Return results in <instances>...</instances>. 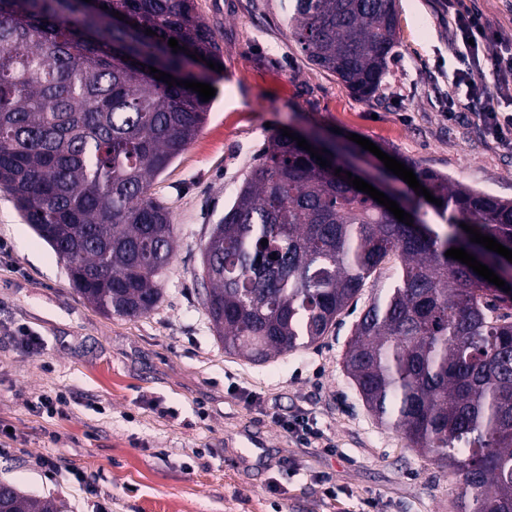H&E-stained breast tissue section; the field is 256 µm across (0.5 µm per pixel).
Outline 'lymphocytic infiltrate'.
Returning <instances> with one entry per match:
<instances>
[{"mask_svg":"<svg viewBox=\"0 0 512 512\" xmlns=\"http://www.w3.org/2000/svg\"><path fill=\"white\" fill-rule=\"evenodd\" d=\"M448 28L458 62L448 79L449 120L471 115L494 141L512 146V35L490 27L481 10L465 0H448Z\"/></svg>","mask_w":512,"mask_h":512,"instance_id":"lymphocytic-infiltrate-1","label":"lymphocytic infiltrate"}]
</instances>
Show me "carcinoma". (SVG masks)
Instances as JSON below:
<instances>
[{
	"label": "carcinoma",
	"mask_w": 512,
	"mask_h": 512,
	"mask_svg": "<svg viewBox=\"0 0 512 512\" xmlns=\"http://www.w3.org/2000/svg\"><path fill=\"white\" fill-rule=\"evenodd\" d=\"M293 2L288 29L307 61L372 95L398 44L396 0ZM161 45L156 69L172 76L210 84L206 62L223 64L198 0H0V191L107 316L163 298L175 227L152 187L212 105L137 65ZM345 150L323 168L280 133L264 146L201 251L215 335L254 362L314 345L389 271L356 324L348 376L382 423L459 474L460 512H512V313L496 285L445 256L470 244L462 223L512 250V200L410 163L453 225L443 240L420 235L421 220L408 226L349 184ZM481 263L512 287L503 256L486 250ZM0 496L9 512H65L10 483Z\"/></svg>",
	"instance_id": "1"
}]
</instances>
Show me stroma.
<instances>
[{
	"mask_svg": "<svg viewBox=\"0 0 512 512\" xmlns=\"http://www.w3.org/2000/svg\"><path fill=\"white\" fill-rule=\"evenodd\" d=\"M198 2L224 68L202 131L153 186L177 227L158 307L102 315L0 192V481L69 512H457L458 475L382 424L344 369L384 278L320 342L261 364L225 353L196 279L214 224L284 127L341 143L354 133L512 199V149L446 115L447 16L435 0H399L395 59L362 99L301 54L288 0ZM56 394L66 403L47 413L40 400ZM300 418L319 443L280 426ZM41 456L61 458V475L37 467Z\"/></svg>",
	"mask_w": 512,
	"mask_h": 512,
	"instance_id": "stroma-1",
	"label": "stroma"
}]
</instances>
